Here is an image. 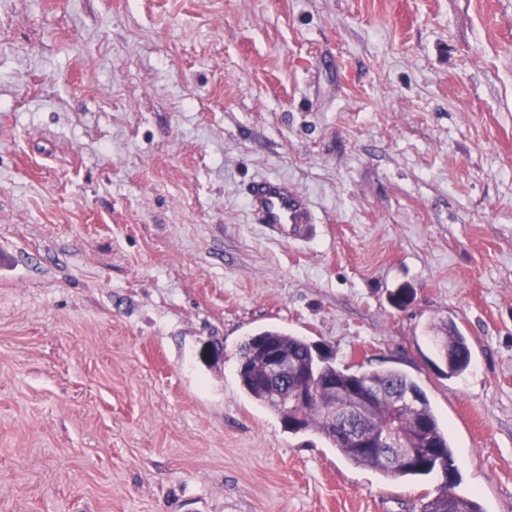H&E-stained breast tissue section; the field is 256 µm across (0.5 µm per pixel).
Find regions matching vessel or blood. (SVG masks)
Wrapping results in <instances>:
<instances>
[{
  "mask_svg": "<svg viewBox=\"0 0 512 512\" xmlns=\"http://www.w3.org/2000/svg\"><path fill=\"white\" fill-rule=\"evenodd\" d=\"M249 212L257 223L284 236H305L314 221L308 205L286 181L264 178L254 181L248 189Z\"/></svg>",
  "mask_w": 512,
  "mask_h": 512,
  "instance_id": "obj_1",
  "label": "vessel or blood"
}]
</instances>
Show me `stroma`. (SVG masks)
<instances>
[{
    "label": "stroma",
    "instance_id": "35a3bbf8",
    "mask_svg": "<svg viewBox=\"0 0 512 512\" xmlns=\"http://www.w3.org/2000/svg\"><path fill=\"white\" fill-rule=\"evenodd\" d=\"M270 327L410 375L512 512V0H0V512H420L243 393ZM249 212L257 224L271 232L305 237L314 215L307 202L301 199L284 180L264 178L254 181L248 189ZM441 336H432L439 359L445 364L448 376L459 375L470 365L471 355L468 339L453 323L440 330ZM447 349V358L444 350Z\"/></svg>",
    "mask_w": 512,
    "mask_h": 512
}]
</instances>
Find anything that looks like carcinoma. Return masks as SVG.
<instances>
[{
  "label": "carcinoma",
  "mask_w": 512,
  "mask_h": 512,
  "mask_svg": "<svg viewBox=\"0 0 512 512\" xmlns=\"http://www.w3.org/2000/svg\"><path fill=\"white\" fill-rule=\"evenodd\" d=\"M439 359L445 364L448 376L459 375L470 365L471 355L468 339L450 323L441 328L440 335L433 337ZM275 346L288 353L292 364L313 383H319L325 391L316 402L302 414L309 428L323 434L332 447L355 465L370 466L387 477L421 478L440 469L448 472L449 485L422 503L420 512H482L481 506L471 496L455 492L457 468L454 453L448 440V429L444 427L419 384L406 373L394 370L352 371L340 368L316 350L314 344L301 336L281 330H264L246 339L239 348L238 378L243 392L256 403L273 410L280 419H285L292 409L274 400L262 377L266 347ZM336 386V402L345 403L344 392L354 387H367L375 394L378 426L406 435L414 427H424L426 447L418 449L424 460L405 467L389 465L380 456L372 455L362 448H355L337 436V428L329 414L331 395L326 391ZM401 389L414 394V403L408 407L394 408L391 391Z\"/></svg>",
  "instance_id": "obj_1"
}]
</instances>
